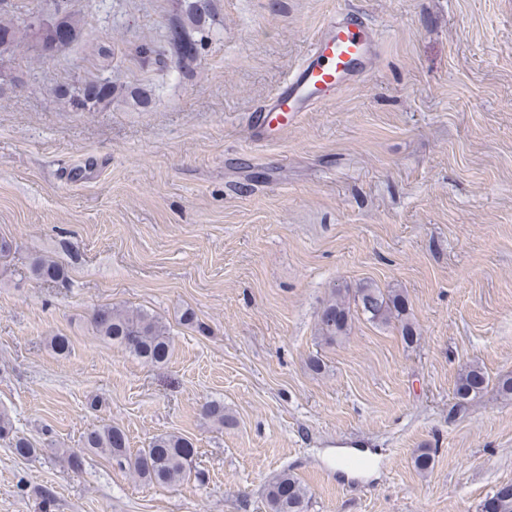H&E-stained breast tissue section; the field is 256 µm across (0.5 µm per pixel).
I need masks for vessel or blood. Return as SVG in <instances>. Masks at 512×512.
I'll use <instances>...</instances> for the list:
<instances>
[{
	"instance_id": "obj_1",
	"label": "vessel or blood",
	"mask_w": 512,
	"mask_h": 512,
	"mask_svg": "<svg viewBox=\"0 0 512 512\" xmlns=\"http://www.w3.org/2000/svg\"><path fill=\"white\" fill-rule=\"evenodd\" d=\"M379 50L375 29L346 12L331 17L315 32L300 64L253 113L255 139H267L281 119L296 120L330 100L368 72Z\"/></svg>"
}]
</instances>
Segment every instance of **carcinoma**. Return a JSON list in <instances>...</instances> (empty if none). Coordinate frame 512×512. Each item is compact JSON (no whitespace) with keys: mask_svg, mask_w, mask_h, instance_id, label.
I'll list each match as a JSON object with an SVG mask.
<instances>
[{"mask_svg":"<svg viewBox=\"0 0 512 512\" xmlns=\"http://www.w3.org/2000/svg\"><path fill=\"white\" fill-rule=\"evenodd\" d=\"M30 27L19 28L11 21L0 20V53L10 49L21 35H29ZM170 41L178 52V63L186 65L195 60L193 51L202 43L193 39L183 28L170 32ZM112 98V85L88 84L78 89L74 102L82 110H91ZM35 278L52 283H64L68 270L46 256L36 258L31 266ZM357 309L367 320L382 324L399 325L402 341L411 346L418 341L415 324L411 318L408 301L403 292H387L372 285H363L353 291H335L323 308L318 320L319 337L333 343L347 334L352 309ZM93 326L98 335L112 341L129 353L151 365L167 362L171 351V338L167 326L157 317L141 311L122 307H100L93 313ZM488 385L483 369L469 364L460 369L454 388L455 407L464 411ZM203 415L220 427H231L234 419L224 413V404L212 401L202 408ZM0 440L12 454L27 460L37 455L38 448L26 437L18 435L11 416L0 410ZM84 447L104 456L109 463L131 473L148 485L166 486L184 479L195 452L188 439L175 434L152 438L148 446L133 454L129 451L128 437L120 427L106 424L89 430L84 436ZM60 461L70 470L80 472L84 455L59 448ZM311 496L305 485L287 470L271 477L266 488L269 512H308ZM493 512H512V483L499 486L493 492Z\"/></svg>","mask_w":512,"mask_h":512,"instance_id":"1","label":"carcinoma"}]
</instances>
